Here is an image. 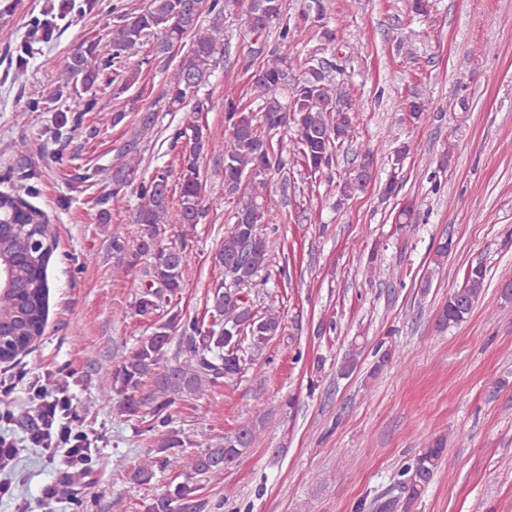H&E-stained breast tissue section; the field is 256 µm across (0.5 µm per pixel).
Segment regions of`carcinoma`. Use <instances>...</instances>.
I'll list each match as a JSON object with an SVG mask.
<instances>
[{
  "instance_id": "obj_1",
  "label": "carcinoma",
  "mask_w": 512,
  "mask_h": 512,
  "mask_svg": "<svg viewBox=\"0 0 512 512\" xmlns=\"http://www.w3.org/2000/svg\"><path fill=\"white\" fill-rule=\"evenodd\" d=\"M225 5V0H150L146 10L124 14L112 27L110 52L101 53L97 42L79 47L65 66L62 87L72 89L74 97L55 123L54 139H72L87 112L98 113L102 124L121 121V114H110L99 107L98 90L116 81L111 76L115 61L155 32L161 33L155 48L159 57L172 53L187 34L194 37L191 48L175 63L166 80L161 95L166 111L197 115L204 111L209 97L203 90L209 85L219 48L216 38L198 27V21L205 10L221 15ZM243 5L253 35L249 55L257 68L252 76L250 107L232 97L224 98V196L235 199L236 206L234 224L214 257L215 263L224 268V281L208 300L211 323L207 326L196 317L174 313L153 324L152 334L139 339L112 367L111 382L99 388L102 406L122 416L138 418L143 409H149L148 430L159 436L155 453L146 454L134 466L128 481L148 485L156 474L166 471L181 478L163 493L152 496L144 504L145 512H181L185 501L199 512L204 508L198 502L201 482H223L224 471L255 440L256 424L249 418L234 435L211 444L186 464L187 441L172 424L180 405L203 396L221 379H237L246 363L253 361L254 355L282 330L277 307L271 303L258 313L244 292V287L268 266L276 250V241L259 230V225L269 224L275 217V208L263 193L265 178L285 168L282 153L274 148V137L295 127L296 155L314 172L331 168L342 148L352 142V100L343 82L332 76L344 71L343 59L335 51L328 57L311 52L300 60L299 74H293L290 46L294 33L283 22V0H244ZM98 6L99 0H60L58 6L46 9L43 17L34 18L27 40L16 48L15 75L27 71L33 43L53 39L59 30L58 21L72 12L91 13ZM273 25L279 26V32L277 43L271 46L266 32ZM154 126L155 113L149 110L140 120V130L119 149L112 164V189L104 198V203L118 206L131 191L139 199L135 216V223L141 225L139 238L130 243L114 237L112 250L129 257L115 268L118 275L129 274L142 258H150L146 275L151 285L136 302L140 316L171 303L184 285L189 262L187 234L174 245L163 246L158 240L160 225L166 223L171 208V178L178 180L180 223L191 228L206 212L199 159L210 140L209 128L193 121L175 134L173 146L178 148L181 161L178 173L158 171L139 180V145ZM29 151L25 140L15 146L16 165L25 180L34 176L29 170ZM371 178V165L367 164L361 173L342 179L338 192L348 198L364 190ZM34 194V187L24 184L10 193L0 192V270L7 268L12 273L8 286L0 284V336L6 342L0 355L3 363L23 354L44 331L49 288L46 243L50 233L45 213L24 199ZM485 280L483 265L467 268L462 286L448 294L439 310L440 329L458 325L471 314ZM175 338L187 354L184 361L168 356ZM361 353L359 344L352 342L340 364V375L349 376L357 369ZM395 355L393 345L379 343L374 351V371L392 364ZM146 386L150 392L143 397ZM446 444L445 436L429 440L402 466L390 491L369 504V512H413L434 479Z\"/></svg>"
}]
</instances>
